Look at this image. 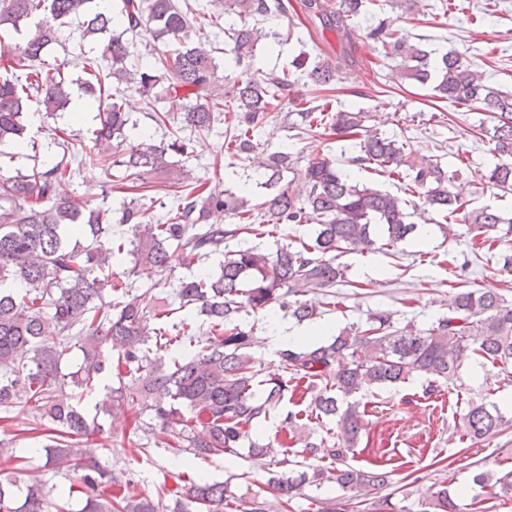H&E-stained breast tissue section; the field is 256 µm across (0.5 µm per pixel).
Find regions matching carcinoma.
I'll return each instance as SVG.
<instances>
[{
	"mask_svg": "<svg viewBox=\"0 0 512 512\" xmlns=\"http://www.w3.org/2000/svg\"><path fill=\"white\" fill-rule=\"evenodd\" d=\"M378 0H339L326 11L320 0H303L304 11L322 29L350 39L357 31L363 38L390 49L397 61V77L410 84H432L435 96L456 108L486 113L484 125L491 152L498 162L488 182L512 192V91L503 92L488 82L483 72L455 51L426 50L394 26L392 21L369 13L366 4ZM93 0H0V32L33 26L24 44L8 50L0 65V145L25 146L28 113L32 106L47 116L67 110L72 92L60 77L61 64L45 57L46 46L57 38L55 23L83 16V36H94L114 25L149 35L157 43L152 62L134 56L121 37L104 46L100 59L86 66L81 80L86 95L98 102L99 127L95 146L107 148L124 137L129 117L125 112L124 84L141 96L161 102L171 97L186 101L182 117L155 113V122L170 130L169 139L157 144L130 146L120 161V174L112 189L131 192L146 188L148 176L165 173L182 181L185 173L170 160L189 157L191 140L180 136L190 127L208 132L224 112L229 99L236 113V132L229 145L235 155L250 154L256 144L253 132L268 120L273 102L285 98L295 85L294 73H257L234 81L229 90L216 84V64L204 51L192 46L190 33L197 27L223 29L233 42L227 68L250 64L257 43L266 34L259 22L278 23L289 16L287 0H224V13L206 16L181 10L175 0H113L105 8H92ZM294 68L314 84L327 85L340 75L336 62L296 58ZM112 82L114 92L106 89ZM304 123L330 130L347 139L352 148L349 165L383 173L402 183L400 189L452 224H465L472 246L501 240L499 225L512 218L482 207L467 209L450 190L452 177L440 162L418 158L406 144L364 126L361 112L338 110L303 113ZM303 183V194L280 186L284 176ZM77 174L73 160L46 156L26 174L0 177V409L15 406L19 387L29 393L34 430L44 436L48 466L74 475L84 505L78 512H224L230 505L228 487L203 475L185 471L172 474L174 486L152 497L137 494L131 482L119 483L95 450L81 447L100 433L79 403L56 398L66 385L92 390L105 370L104 349L116 359L119 386L106 391L96 408L120 413L130 400L156 397L149 405L159 427L157 444L179 456L186 452L199 459L233 451L249 441L250 456L260 467L272 460L282 471L270 477V493L286 502L307 487L321 488L332 482L348 500L369 501L376 512L397 509L389 496H375L386 485L387 472L364 470L347 462L362 430L363 412L357 396L368 389L404 383L420 376L427 380L423 396L438 392V379L458 372L460 353L469 351L492 364H512V300L495 288L462 289L448 300V313L426 331L411 324L395 326L394 313L377 310L363 325L344 328L328 344L284 343L279 356L284 372L258 379L252 350L258 337L239 322L241 314L278 309L297 322L319 324L322 311L302 299L311 289L324 291L323 307H336L332 288L348 283V267L337 258L350 251L401 252L400 246L415 231L408 222V200L387 191L361 185L351 172L336 166L328 156H316L298 164L284 150L265 165L261 186L265 200L254 209L232 194L211 187L198 178L187 184L178 203L158 222L140 204L127 203L118 223L125 234L112 231V213L80 202L63 186ZM214 210L234 220V227L208 223ZM317 224L314 236L298 245L282 244L272 253L254 246L229 250L227 240L240 235H263V227L282 224ZM88 236L87 245L71 239ZM133 256L134 265L163 273L173 263L193 265L221 254L220 272L201 270L178 280L174 290L178 309L203 318L211 339L193 343L186 334L190 324L166 327L174 313L170 303L148 288L136 290L114 269ZM18 283L22 291L2 288ZM164 348L193 347L185 359L165 366L150 356V345ZM78 346L83 363L65 380L60 364L72 346ZM299 391L304 409L283 414L281 430L293 433L313 416L336 420V440L330 448L307 442L288 451L287 442L274 436L264 444L248 440L251 426L269 416L288 390ZM512 426L497 405L470 402L462 415V428L475 440L488 439ZM328 457L336 463L332 472L310 463ZM475 485L497 487L512 493V467L486 470L476 466ZM14 483L0 481V512H47L51 490L37 479L25 484L23 499ZM433 512H464L459 495L448 486L431 494Z\"/></svg>",
	"mask_w": 512,
	"mask_h": 512,
	"instance_id": "carcinoma-1",
	"label": "carcinoma"
}]
</instances>
